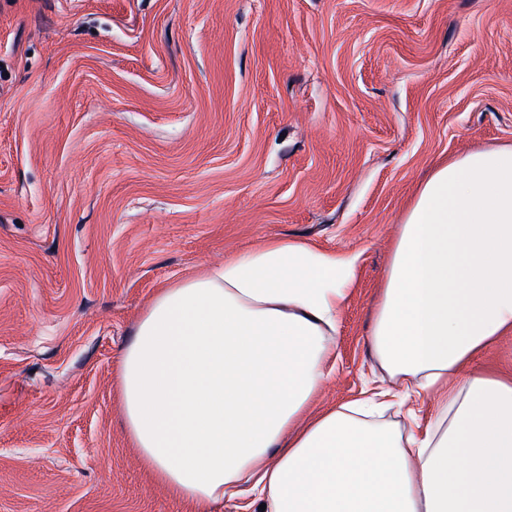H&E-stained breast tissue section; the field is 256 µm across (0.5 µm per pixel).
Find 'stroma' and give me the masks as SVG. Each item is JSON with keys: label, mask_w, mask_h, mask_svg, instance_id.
Listing matches in <instances>:
<instances>
[{"label": "stroma", "mask_w": 512, "mask_h": 512, "mask_svg": "<svg viewBox=\"0 0 512 512\" xmlns=\"http://www.w3.org/2000/svg\"><path fill=\"white\" fill-rule=\"evenodd\" d=\"M512 145V0H0V512H191L123 429L157 292L271 239L358 257L311 413L360 396L440 161Z\"/></svg>", "instance_id": "stroma-1"}]
</instances>
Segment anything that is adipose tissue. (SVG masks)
Listing matches in <instances>:
<instances>
[{
  "label": "adipose tissue",
  "mask_w": 512,
  "mask_h": 512,
  "mask_svg": "<svg viewBox=\"0 0 512 512\" xmlns=\"http://www.w3.org/2000/svg\"><path fill=\"white\" fill-rule=\"evenodd\" d=\"M356 261L271 240L153 300L120 395L155 483L196 512H512V378L474 364L512 334V145L439 164L407 212L369 339L397 388L311 418Z\"/></svg>",
  "instance_id": "1"
}]
</instances>
